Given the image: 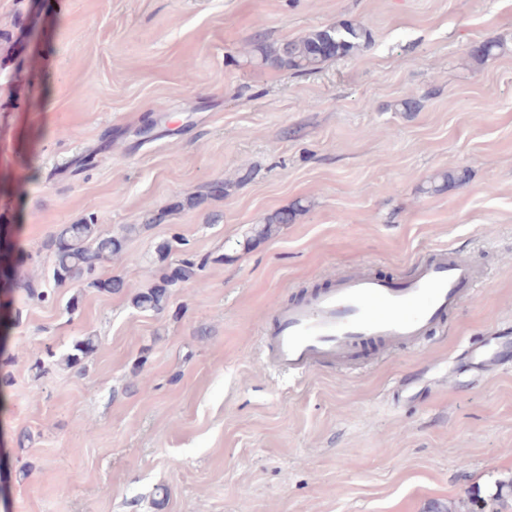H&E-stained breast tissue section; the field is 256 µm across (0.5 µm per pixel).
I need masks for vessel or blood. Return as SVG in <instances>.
Returning <instances> with one entry per match:
<instances>
[{
	"mask_svg": "<svg viewBox=\"0 0 512 512\" xmlns=\"http://www.w3.org/2000/svg\"><path fill=\"white\" fill-rule=\"evenodd\" d=\"M480 280L477 269L447 251L420 261L397 281L355 272L334 287L276 308L264 332L271 367L294 375L345 362L370 344L416 346L460 307ZM478 370L498 371L499 343L473 348Z\"/></svg>",
	"mask_w": 512,
	"mask_h": 512,
	"instance_id": "obj_1",
	"label": "vessel or blood"
}]
</instances>
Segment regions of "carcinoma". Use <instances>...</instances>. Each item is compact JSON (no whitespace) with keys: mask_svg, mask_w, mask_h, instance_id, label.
I'll return each instance as SVG.
<instances>
[{"mask_svg":"<svg viewBox=\"0 0 512 512\" xmlns=\"http://www.w3.org/2000/svg\"><path fill=\"white\" fill-rule=\"evenodd\" d=\"M370 36L362 26L343 22L336 26L313 30L300 37L280 44H266L258 41L254 51L260 55L261 62L278 68L304 72L318 69L329 60H338L352 55L362 47L368 46ZM504 49V44L491 40L471 50V57L484 62ZM465 174L457 171H445L430 181L429 190L443 192L448 186L462 181ZM300 208L275 211L263 219V223L253 228V237L262 241L277 234L281 228L292 223ZM125 236H104L98 225L92 222L63 224L59 230L45 242V249L52 255V267L44 279H36L10 265L0 268V277L7 278L16 288L22 290L28 299L38 302L55 300L56 289L78 282L100 293H119L124 283L117 277L105 278L102 275L104 264L124 250ZM186 242L179 236L159 244L155 250L157 261L165 264L172 252L182 250ZM209 258H200L194 254H183V258L170 271L165 272L159 281L136 292L132 305L144 312L163 313L169 306L173 292L183 283H194L202 288L205 282L202 272ZM98 338L86 334L75 339L71 347L58 355L48 346L45 357L31 366L35 374L43 376L51 368L85 369V362L97 349ZM512 497V477L497 483L494 493L485 499L480 495L472 497L473 505L483 507L486 500L503 502Z\"/></svg>","mask_w":512,"mask_h":512,"instance_id":"1","label":"carcinoma"}]
</instances>
